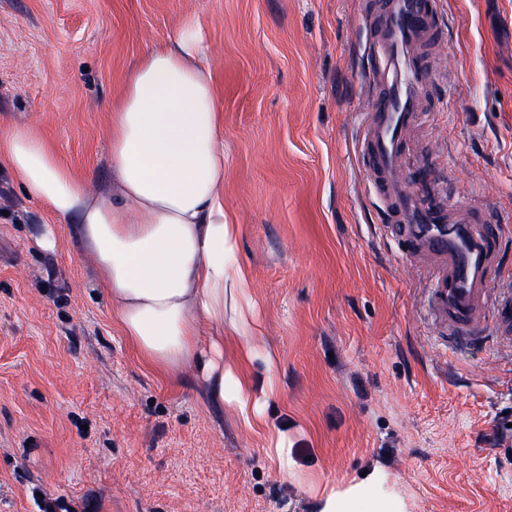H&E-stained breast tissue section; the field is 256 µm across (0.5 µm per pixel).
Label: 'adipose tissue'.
<instances>
[{
  "mask_svg": "<svg viewBox=\"0 0 512 512\" xmlns=\"http://www.w3.org/2000/svg\"><path fill=\"white\" fill-rule=\"evenodd\" d=\"M109 144L106 191H91L28 126L0 130V161L30 200L75 220L112 321L140 360L172 382L194 370L215 403L248 429L268 430L250 369L259 359L273 366L274 356L246 314L238 227L224 212V113L198 20L132 64L110 106ZM386 480L368 469L321 495L317 512H408L401 498L382 506L371 498Z\"/></svg>",
  "mask_w": 512,
  "mask_h": 512,
  "instance_id": "1",
  "label": "adipose tissue"
}]
</instances>
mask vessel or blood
I'll use <instances>...</instances> for the list:
<instances>
[{"label": "vessel or blood", "instance_id": "vessel-or-blood-1", "mask_svg": "<svg viewBox=\"0 0 512 512\" xmlns=\"http://www.w3.org/2000/svg\"><path fill=\"white\" fill-rule=\"evenodd\" d=\"M434 10V0H379L364 19L372 105L363 115L358 155L384 229L407 248L413 272L428 279L434 328L465 344L490 316L500 335L512 334V295L492 288L497 235L481 208L428 180L411 162L408 132L423 116Z\"/></svg>", "mask_w": 512, "mask_h": 512}]
</instances>
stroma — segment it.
Wrapping results in <instances>:
<instances>
[{"label":"stroma","mask_w":512,"mask_h":512,"mask_svg":"<svg viewBox=\"0 0 512 512\" xmlns=\"http://www.w3.org/2000/svg\"><path fill=\"white\" fill-rule=\"evenodd\" d=\"M373 0H0V129L35 127L92 190L108 106L151 44L197 18L224 108V210L275 354L270 430L167 382L113 326L75 226L0 164V512H313L367 467L409 512H512V338L448 344L378 222L356 153ZM447 66L413 150L512 216V0H435ZM55 226V249L40 247ZM288 435L280 473L270 431Z\"/></svg>","instance_id":"stroma-1"}]
</instances>
